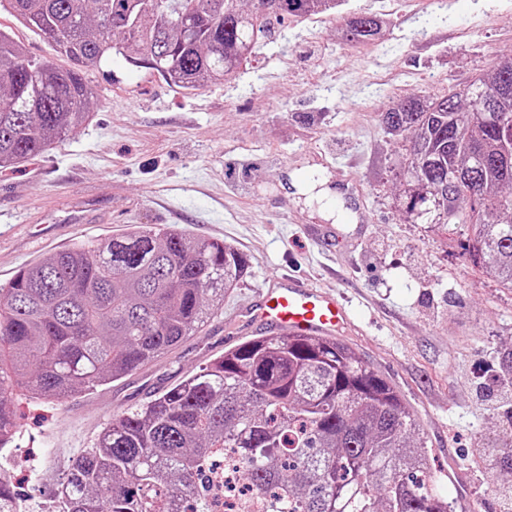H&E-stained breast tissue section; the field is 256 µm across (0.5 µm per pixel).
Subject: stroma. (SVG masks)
I'll return each instance as SVG.
<instances>
[{"label":"stroma","mask_w":512,"mask_h":512,"mask_svg":"<svg viewBox=\"0 0 512 512\" xmlns=\"http://www.w3.org/2000/svg\"><path fill=\"white\" fill-rule=\"evenodd\" d=\"M380 15L373 45L340 38L347 17ZM29 57L68 61L0 9ZM512 57V0H345L263 37L233 78L189 93L113 57L88 79V122L44 154L0 169V286L59 248L130 224H162L231 246L240 285L203 330L119 381L60 401L16 395L18 432L0 480L19 512H57L68 465L113 417L260 335L245 313L274 275L335 293L355 326L342 342L399 393L420 425L433 487L455 506L512 512V389L498 353L512 347V289L476 265L468 224L403 216L398 137L379 114L415 96L463 89ZM323 191L300 190L307 176ZM336 231L332 246L310 232ZM466 476L448 480L449 461Z\"/></svg>","instance_id":"stroma-1"}]
</instances>
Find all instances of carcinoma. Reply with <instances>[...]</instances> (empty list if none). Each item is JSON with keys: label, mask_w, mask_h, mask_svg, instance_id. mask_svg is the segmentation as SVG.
<instances>
[{"label": "carcinoma", "mask_w": 512, "mask_h": 512, "mask_svg": "<svg viewBox=\"0 0 512 512\" xmlns=\"http://www.w3.org/2000/svg\"><path fill=\"white\" fill-rule=\"evenodd\" d=\"M71 62L29 57L0 28V168L49 150L90 118L85 73L112 55L186 91L239 73L261 34L337 0H5ZM384 22L355 13L346 41ZM402 137L399 177L414 224H470L473 261L512 288V58L460 92L380 113ZM245 261L171 227L131 224L21 268L0 287V451L17 433L12 396L59 401L119 380L196 335ZM212 448L232 449L288 512H455L425 486L428 450L393 387L337 339L256 336L112 419L56 492L60 512H210ZM0 512H17L0 481Z\"/></svg>", "instance_id": "cac0c4a2"}]
</instances>
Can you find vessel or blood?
Segmentation results:
<instances>
[{
  "instance_id": "vessel-or-blood-1",
  "label": "vessel or blood",
  "mask_w": 512,
  "mask_h": 512,
  "mask_svg": "<svg viewBox=\"0 0 512 512\" xmlns=\"http://www.w3.org/2000/svg\"><path fill=\"white\" fill-rule=\"evenodd\" d=\"M251 320L274 334L334 337L350 325L352 316L335 294L304 287L288 277L273 279L262 289Z\"/></svg>"
}]
</instances>
